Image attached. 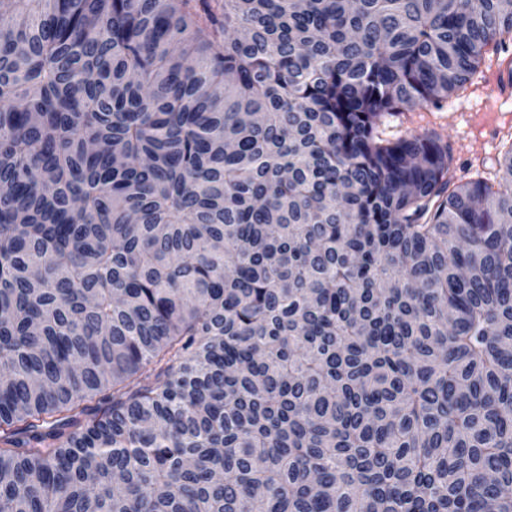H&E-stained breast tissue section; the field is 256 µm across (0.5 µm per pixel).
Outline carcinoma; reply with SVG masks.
Here are the masks:
<instances>
[{"label":"carcinoma","instance_id":"carcinoma-1","mask_svg":"<svg viewBox=\"0 0 512 512\" xmlns=\"http://www.w3.org/2000/svg\"><path fill=\"white\" fill-rule=\"evenodd\" d=\"M512 0H0V512H512V148L383 118Z\"/></svg>","mask_w":512,"mask_h":512}]
</instances>
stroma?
<instances>
[{
  "mask_svg": "<svg viewBox=\"0 0 512 512\" xmlns=\"http://www.w3.org/2000/svg\"><path fill=\"white\" fill-rule=\"evenodd\" d=\"M502 67L501 57L487 54L465 90L439 105L425 104L386 117L382 125L385 137L394 140L416 132L448 142L455 182L465 183L480 175L493 176L504 151L512 146V99L499 103L491 117L483 116L482 106L496 101L498 92L490 75Z\"/></svg>",
  "mask_w": 512,
  "mask_h": 512,
  "instance_id": "stroma-1",
  "label": "stroma"
}]
</instances>
